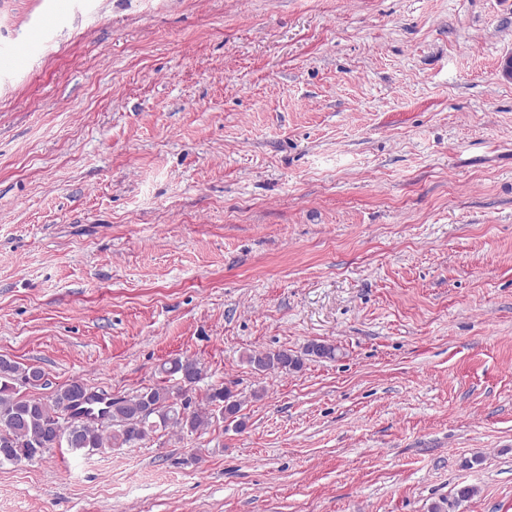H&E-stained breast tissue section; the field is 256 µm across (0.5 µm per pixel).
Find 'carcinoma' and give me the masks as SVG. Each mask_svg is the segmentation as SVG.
I'll return each mask as SVG.
<instances>
[{
  "mask_svg": "<svg viewBox=\"0 0 512 512\" xmlns=\"http://www.w3.org/2000/svg\"><path fill=\"white\" fill-rule=\"evenodd\" d=\"M336 352L333 344L312 342L301 354L286 348L253 351L245 355V362L262 373L288 374L303 367L305 356L333 359ZM159 373L161 382L131 395L91 397L101 404L95 410L80 403L87 392L80 379L57 387L46 399L21 393V388L45 374L37 366L0 356V463L32 461L64 441L75 452L136 447L156 436L201 433L219 417L239 428L244 426L238 419L242 400L222 384L211 387L204 402L193 401L196 383L202 377L197 360L172 358L160 366ZM476 493V487L462 486L456 490L454 502H434L430 512H450L453 504Z\"/></svg>",
  "mask_w": 512,
  "mask_h": 512,
  "instance_id": "carcinoma-1",
  "label": "carcinoma"
}]
</instances>
